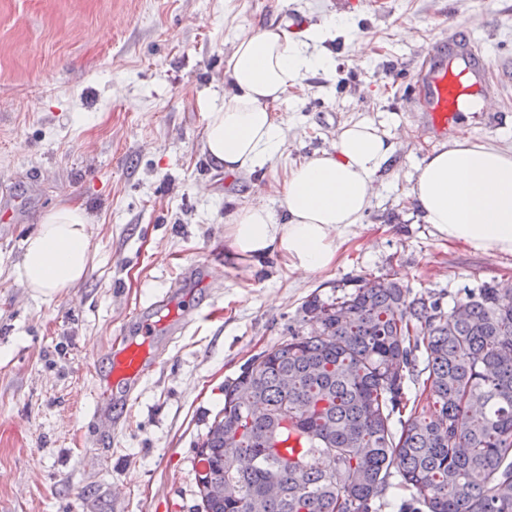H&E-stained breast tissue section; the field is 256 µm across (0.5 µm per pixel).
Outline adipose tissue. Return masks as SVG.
I'll list each match as a JSON object with an SVG mask.
<instances>
[{
	"label": "adipose tissue",
	"mask_w": 512,
	"mask_h": 512,
	"mask_svg": "<svg viewBox=\"0 0 512 512\" xmlns=\"http://www.w3.org/2000/svg\"><path fill=\"white\" fill-rule=\"evenodd\" d=\"M348 24L342 14L315 25L285 19L237 38L224 60L233 92L206 114L203 148L215 168L247 173L276 158L284 130L272 105L308 74L334 66V57L315 47ZM395 151L390 134L374 122L343 125L332 149L314 151L290 169L279 209L258 203L230 214L224 226L230 257L256 268L275 255L293 270L331 269L344 231L360 223ZM407 195L440 239L512 253V149L449 139L416 167ZM89 223L74 203L44 214L26 241L19 281L43 296L75 287L88 270Z\"/></svg>",
	"instance_id": "obj_1"
}]
</instances>
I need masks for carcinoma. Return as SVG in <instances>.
<instances>
[{
  "label": "carcinoma",
  "mask_w": 512,
  "mask_h": 512,
  "mask_svg": "<svg viewBox=\"0 0 512 512\" xmlns=\"http://www.w3.org/2000/svg\"><path fill=\"white\" fill-rule=\"evenodd\" d=\"M285 416L302 466L268 452ZM198 456L197 512H376L393 488L411 512H512V288L483 283L446 310L363 276L307 300L224 383Z\"/></svg>",
  "instance_id": "cac0c4a2"
}]
</instances>
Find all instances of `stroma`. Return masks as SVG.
<instances>
[{
    "label": "stroma",
    "mask_w": 512,
    "mask_h": 512,
    "mask_svg": "<svg viewBox=\"0 0 512 512\" xmlns=\"http://www.w3.org/2000/svg\"><path fill=\"white\" fill-rule=\"evenodd\" d=\"M0 0V512H195L196 451L224 407V384L287 339L310 297L397 275L452 306L464 289L512 280V254L451 245L407 196L416 165L444 143L409 99L431 44L467 21L492 60L501 111L462 112L458 135L512 148V0ZM304 13L347 15L325 41L336 59L275 105L283 153L262 169L218 172L204 116L230 94L235 39ZM384 123L396 153L333 268L307 274L277 258H228L224 223L239 206L278 207L290 168L330 148L346 122ZM69 202L92 224L90 272L51 297L17 280L26 238ZM196 274L184 286L185 270ZM174 292L214 305L174 341L118 425L88 416L112 340Z\"/></svg>",
    "instance_id": "stroma-1"
}]
</instances>
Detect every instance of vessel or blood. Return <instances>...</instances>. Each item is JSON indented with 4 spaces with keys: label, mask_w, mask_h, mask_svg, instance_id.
<instances>
[{
    "label": "vessel or blood",
    "mask_w": 512,
    "mask_h": 512,
    "mask_svg": "<svg viewBox=\"0 0 512 512\" xmlns=\"http://www.w3.org/2000/svg\"><path fill=\"white\" fill-rule=\"evenodd\" d=\"M428 55L430 63L418 73L414 86L429 127L447 132L454 127L458 113L476 103L485 112L498 110L499 88L490 77L489 59L472 40L465 23H457L455 35L447 42L431 45ZM201 317L196 307L174 310L164 322L165 333L171 338L182 335ZM154 333V325L146 321L139 335L118 341L108 361L109 385L96 394L98 409L106 407L115 418L127 411L134 389L159 362ZM98 409L92 412V420H99Z\"/></svg>",
    "instance_id": "b4317fda"
}]
</instances>
